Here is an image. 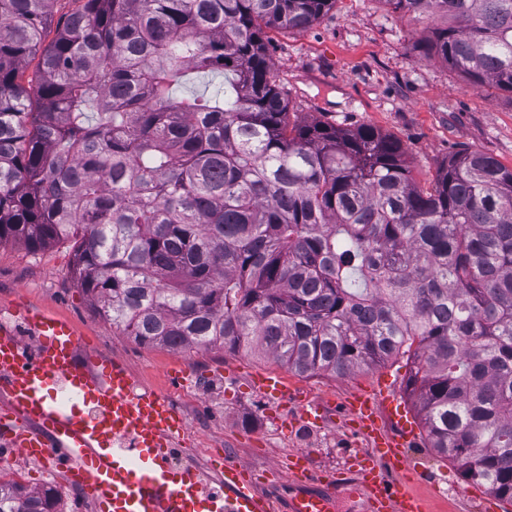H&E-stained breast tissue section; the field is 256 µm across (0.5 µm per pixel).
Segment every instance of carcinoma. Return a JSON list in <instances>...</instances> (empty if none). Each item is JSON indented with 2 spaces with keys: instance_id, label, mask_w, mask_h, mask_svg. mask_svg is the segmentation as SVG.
<instances>
[{
  "instance_id": "carcinoma-1",
  "label": "carcinoma",
  "mask_w": 512,
  "mask_h": 512,
  "mask_svg": "<svg viewBox=\"0 0 512 512\" xmlns=\"http://www.w3.org/2000/svg\"><path fill=\"white\" fill-rule=\"evenodd\" d=\"M54 2L0 0V243L69 245L96 312L149 345L301 375L406 359L430 447L512 504V170L457 153L425 188L379 130L291 120L267 31L334 0H84L46 45ZM385 2L512 92V0ZM214 73L223 95L175 96ZM59 504L0 470V512Z\"/></svg>"
}]
</instances>
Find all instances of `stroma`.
<instances>
[{"label":"stroma","instance_id":"1","mask_svg":"<svg viewBox=\"0 0 512 512\" xmlns=\"http://www.w3.org/2000/svg\"><path fill=\"white\" fill-rule=\"evenodd\" d=\"M435 25L385 0H335L307 30L269 31L268 52L297 119L378 129L403 145L422 186L458 152H480L512 170V94L475 88L445 62L424 57L420 41ZM69 264L64 245L31 251L0 244V317L10 320L32 350L38 342L13 318L15 308H38L68 320L80 334V354L92 350L112 357L134 374L137 391L171 398L186 424L182 447L202 457L213 450L221 459L246 464L259 487L288 484L287 463L298 452L309 454L317 470L352 481L369 448L352 434L344 410L354 394L388 389L409 417L419 416L405 389V359L345 376H302L270 356L243 350L145 345L98 315ZM183 368L189 377L180 384L175 376ZM269 372L286 379L302 399L333 405L334 416L312 423L294 402L255 390L254 376ZM407 457L409 473L394 480L420 497L426 512H504L505 503L467 482L426 440L409 448Z\"/></svg>","mask_w":512,"mask_h":512}]
</instances>
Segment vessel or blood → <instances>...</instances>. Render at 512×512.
<instances>
[{
  "label": "vessel or blood",
  "mask_w": 512,
  "mask_h": 512,
  "mask_svg": "<svg viewBox=\"0 0 512 512\" xmlns=\"http://www.w3.org/2000/svg\"><path fill=\"white\" fill-rule=\"evenodd\" d=\"M39 342L30 351L14 329L0 320V405L19 422L8 440L26 459L57 460L68 478L79 483L99 512H212L195 472L173 471V442L181 431V415L171 399L153 391L136 392L132 373L120 362L94 355L76 357L79 339L63 319L41 310L19 312ZM259 392L288 398V384L275 373L258 376ZM92 404L95 415L77 413V402ZM356 432L370 443L368 465L359 474L355 493L368 512H423L422 501L389 481V474L408 469L406 450L419 429L401 413L393 394L354 397L348 405ZM395 431H382V418ZM131 438L150 464L134 466L114 444ZM244 465L224 464L225 512H332L335 479L315 472L306 454L288 461L289 485L258 489L245 476Z\"/></svg>",
  "instance_id": "obj_1"
}]
</instances>
